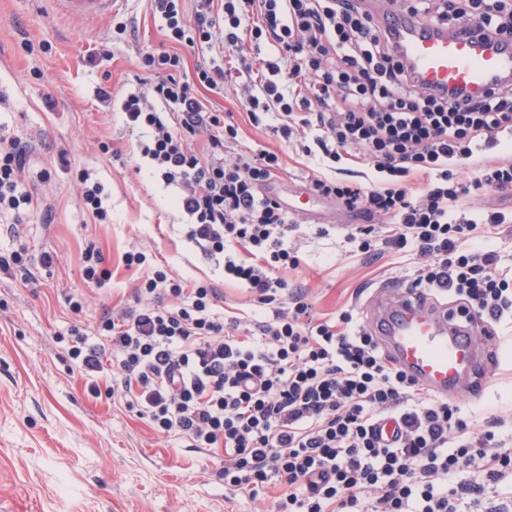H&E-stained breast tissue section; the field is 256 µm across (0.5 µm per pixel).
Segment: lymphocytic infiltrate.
<instances>
[{
  "instance_id": "1",
  "label": "lymphocytic infiltrate",
  "mask_w": 512,
  "mask_h": 512,
  "mask_svg": "<svg viewBox=\"0 0 512 512\" xmlns=\"http://www.w3.org/2000/svg\"><path fill=\"white\" fill-rule=\"evenodd\" d=\"M168 41L140 53L148 91L121 101L127 128L142 131L143 157L175 190L186 238L222 263L264 314L251 333L224 322L213 284L190 283L145 252L134 305L104 316L94 333L73 327L67 353L93 396L108 394L153 428L193 448L224 453V490L256 497L281 489L274 512H507L486 490L512 474V448L493 430L471 432L457 406L429 393L385 356L353 316L314 322L306 296L289 295L280 268L297 264L291 222L269 190L281 167L273 150L236 152L238 126L202 100L221 93L229 70L216 58L185 71V51L242 38L275 57L243 86L254 125H267L305 156L347 159L385 174L386 186L309 177L311 192L342 204L369 238L389 219L386 244L414 246L425 263L418 285L455 298L461 314L500 320L512 309V280L494 277L498 255L467 249L474 221L459 203L491 187L512 191V163L453 168L477 146L512 130V80L477 96L435 93L406 65L365 0H151ZM408 15L441 30L470 23L512 39L506 0H408ZM33 148L0 134V211L50 218L52 205L24 183ZM429 175L414 192L411 172ZM111 371L100 389L93 378ZM395 420L393 438L383 424Z\"/></svg>"
}]
</instances>
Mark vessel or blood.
Masks as SVG:
<instances>
[{"label":"vessel or blood","mask_w":512,"mask_h":512,"mask_svg":"<svg viewBox=\"0 0 512 512\" xmlns=\"http://www.w3.org/2000/svg\"><path fill=\"white\" fill-rule=\"evenodd\" d=\"M69 15L111 14L117 0H58ZM400 44L419 81L436 92L479 94L512 78V43L486 39L479 29L440 31L389 13L380 19ZM371 322L382 347L418 384L449 399L480 382L486 352L477 339L484 319L464 318L447 303L409 289H381L373 296Z\"/></svg>","instance_id":"obj_1"}]
</instances>
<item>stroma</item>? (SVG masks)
Returning <instances> with one entry per match:
<instances>
[{
	"label": "stroma",
	"mask_w": 512,
	"mask_h": 512,
	"mask_svg": "<svg viewBox=\"0 0 512 512\" xmlns=\"http://www.w3.org/2000/svg\"><path fill=\"white\" fill-rule=\"evenodd\" d=\"M117 11L129 27L122 38L113 33L111 17L74 18L57 0H0V93L10 99L0 110V130L33 141L25 185L53 206L47 221L34 214L19 224L13 214L0 213V263L22 246L31 256L25 277L0 266V512H269L275 488L253 501H225L223 456L158 433L108 396H91L71 370V328L93 329L108 311L132 302L139 272L126 268L123 255L134 248L186 279L219 282L224 317L246 322L261 314L241 284L223 278L185 239L173 190L151 174L139 135L123 125L118 98L137 85L139 53L165 40L149 0H121ZM24 40L34 44L33 53L22 51ZM44 43L50 53L41 51ZM104 86L114 102L99 99ZM204 98L232 112L241 151L268 148L281 155L274 183L288 203L310 175L323 173L318 160L251 125L235 87ZM43 169L51 172L49 182L36 179ZM82 170L106 186L111 223H95L82 208ZM327 223L322 235L294 217L290 244L300 263L281 275L289 287L307 292L316 318L347 310L353 328L366 327L376 290L412 287L421 259L413 248L391 249L380 234L363 251L352 238L355 221L339 206L331 207ZM13 225L18 235L9 234ZM90 243L104 253L111 273L92 289L82 274ZM46 251L54 254V267L41 266ZM76 291L85 294L78 313L67 304ZM491 329L485 344L496 357L486 366L487 386L456 403L466 420L500 418L497 437L512 447V313Z\"/></svg>",
	"instance_id": "obj_1"
}]
</instances>
